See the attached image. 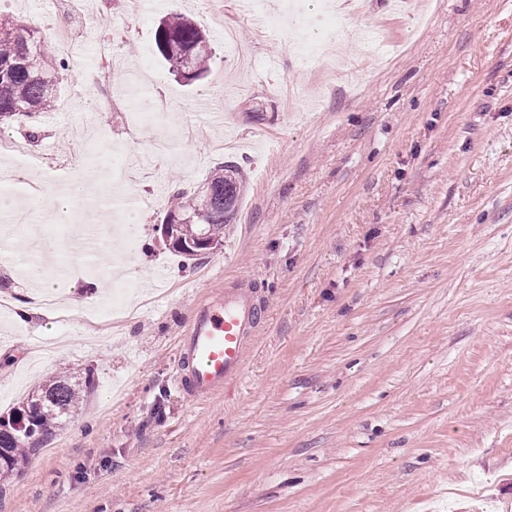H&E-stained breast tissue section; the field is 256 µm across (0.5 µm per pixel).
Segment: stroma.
<instances>
[{"label": "stroma", "instance_id": "obj_1", "mask_svg": "<svg viewBox=\"0 0 512 512\" xmlns=\"http://www.w3.org/2000/svg\"><path fill=\"white\" fill-rule=\"evenodd\" d=\"M365 0L364 17L395 46L390 60L357 44L344 53L349 90L319 60L301 62L282 33L283 0H262L276 24L258 33L239 0H167L211 40L207 77L181 83L159 56L162 12L129 0H0V13L74 45L53 112L0 135L30 158L83 145L85 179L102 180L113 146L146 161L138 248L127 260L145 298L112 326L117 275L74 246L73 226L44 224L59 275L24 224L0 213L17 259L0 262V414L39 380L93 369L96 387L50 451L0 486V512H512V0ZM127 17L123 30L109 26ZM252 48L237 69L225 28ZM101 80L77 88L83 70ZM141 72L142 99L181 128L133 126L103 94ZM292 84L316 109L286 111ZM206 99L222 122L195 109ZM234 161L244 191L224 244L182 270L156 230L173 188L198 190ZM166 286L154 288L156 271ZM58 297L94 276L104 289L57 336L33 275ZM252 280L267 318L241 379L187 398L177 345L198 300ZM30 320L14 318L18 304Z\"/></svg>", "mask_w": 512, "mask_h": 512}]
</instances>
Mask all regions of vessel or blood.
<instances>
[{
	"label": "vessel or blood",
	"instance_id": "obj_1",
	"mask_svg": "<svg viewBox=\"0 0 512 512\" xmlns=\"http://www.w3.org/2000/svg\"><path fill=\"white\" fill-rule=\"evenodd\" d=\"M263 314L253 290L237 281L225 283L223 298L196 305L178 348L176 381L187 397L207 398L242 376L248 337Z\"/></svg>",
	"mask_w": 512,
	"mask_h": 512
}]
</instances>
